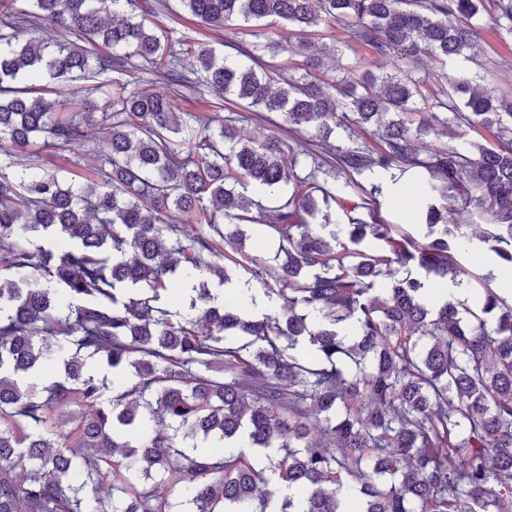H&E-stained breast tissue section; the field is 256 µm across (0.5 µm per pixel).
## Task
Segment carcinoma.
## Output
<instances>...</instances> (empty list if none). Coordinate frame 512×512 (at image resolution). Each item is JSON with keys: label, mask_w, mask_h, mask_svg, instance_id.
<instances>
[{"label": "carcinoma", "mask_w": 512, "mask_h": 512, "mask_svg": "<svg viewBox=\"0 0 512 512\" xmlns=\"http://www.w3.org/2000/svg\"><path fill=\"white\" fill-rule=\"evenodd\" d=\"M489 2L511 34L512 0H175L207 32L280 20L279 40L236 47L246 65L173 39L151 20L164 0H0V512H174L175 494L189 512H266L273 480L290 491L276 512H347V494L356 512H512V294L429 302L436 277L471 285L455 258L469 232L512 270V97L444 74L431 99L417 75L426 55L479 56L480 32L460 18ZM331 22L378 69L349 72L334 94L309 54ZM280 52L304 65L264 61ZM148 68L175 89L127 80ZM45 78L55 85L28 84ZM199 85L279 132L242 143L232 124L180 111L178 88ZM418 100L443 109V133L498 145L422 156ZM338 126L371 127L376 144L336 146ZM93 127L109 146L97 177L33 173L29 146L83 147ZM310 131V146L290 142ZM391 170L427 175L415 214L433 238L330 223L323 209L344 201L329 179ZM251 186L279 198L272 214L249 212ZM244 224L287 243L285 260L250 256ZM248 262L279 284L281 312L249 317L183 288ZM173 291L189 296L177 321L157 306ZM62 354L65 376L41 400L29 374ZM95 357L111 383L87 371ZM131 379L142 404L121 389ZM238 439L246 448L225 454Z\"/></svg>", "instance_id": "1"}]
</instances>
